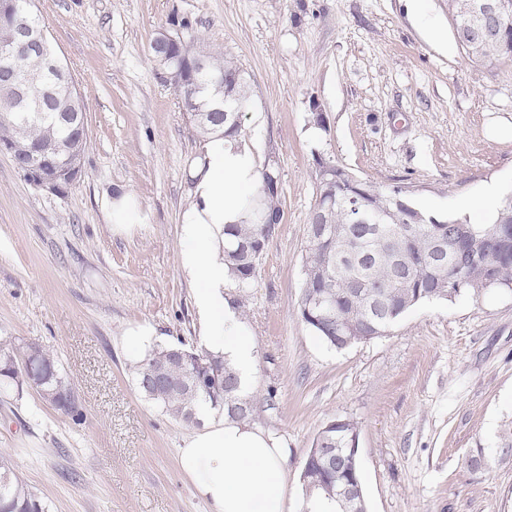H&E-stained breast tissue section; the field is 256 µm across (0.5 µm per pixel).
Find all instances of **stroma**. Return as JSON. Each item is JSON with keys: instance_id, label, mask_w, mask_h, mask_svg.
Masks as SVG:
<instances>
[{"instance_id": "35a3bbf8", "label": "stroma", "mask_w": 512, "mask_h": 512, "mask_svg": "<svg viewBox=\"0 0 512 512\" xmlns=\"http://www.w3.org/2000/svg\"><path fill=\"white\" fill-rule=\"evenodd\" d=\"M87 114L83 172L64 194L0 155V340L57 360L82 421L29 386L0 396V454L49 512H207L177 466L196 427L137 390L126 330L159 345L206 342L180 253L189 170L203 141L150 51L159 31L218 52L251 77L243 146L280 177L276 225L247 287L224 296L256 344L252 427L288 448V512L318 431L357 422L368 512H512V297L415 307L384 336L336 350L299 319L317 169L331 162L398 186L437 218L487 186L512 195V64L471 62L426 0H34ZM144 223L108 218L121 191ZM483 453L479 469L467 461Z\"/></svg>"}]
</instances>
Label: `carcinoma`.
Instances as JSON below:
<instances>
[{"label": "carcinoma", "mask_w": 512, "mask_h": 512, "mask_svg": "<svg viewBox=\"0 0 512 512\" xmlns=\"http://www.w3.org/2000/svg\"><path fill=\"white\" fill-rule=\"evenodd\" d=\"M13 25L34 24L43 27L40 16L33 12V0H10ZM469 59L485 65L512 62V5L498 14L496 37L464 48ZM181 49L169 47V56L179 60L185 81L205 83L220 76L234 86L235 98L230 106L244 111L250 98V84L243 69L217 53L209 54L211 69L203 74L192 70L180 58ZM54 97L44 109V119H38L14 102L11 95L0 92V118L5 122L23 124L27 133L18 141L16 152L26 159L45 142H52L67 163L83 158L87 135L79 129L83 107L74 104L67 90L49 80ZM197 133L208 138L217 134L239 136L242 125L226 118L224 112H211L208 122L196 126ZM340 178L334 184L332 223L321 228V239L308 241L304 264V284L299 300L303 305L312 296L326 298L331 318L317 322L306 311L298 310L301 321L325 344L337 350L346 344L367 341L356 330L372 320L381 333H386L413 308L435 300L454 301L461 297L477 299L489 291L512 295V250L503 252L495 245L505 233L512 235V219L504 223L503 214L512 216V198L496 211L489 224H472L463 216L450 220L464 224L486 240V251L474 261L459 268L440 270L427 259L429 240L439 228L429 223V216L405 199L396 206L398 188L375 189L360 181L346 168L338 167ZM248 219L240 224L224 225V238L265 245L270 233L264 221L272 211L281 210L280 199L265 190L260 179L257 194L247 201ZM258 260L225 256L224 264L238 284L245 285L253 277ZM163 370L171 378L162 388H147L143 381L151 369ZM220 371L224 385L216 386L209 374ZM26 374L41 398L53 407L82 419L74 391L61 374L56 361L40 346H16L0 343V394L7 395L19 387V375ZM134 379L144 398L159 405L171 418L187 422L202 421L200 409L207 406L216 415L235 421H250L254 404L241 389L236 372L224 357L206 351L195 353L181 345L152 348L133 366ZM357 423L331 425L320 430L312 446L325 447V435L335 441V447H346ZM307 479L301 482L304 502L325 501L336 505L317 484H334L322 466L314 459L305 461ZM0 512H47L38 493L22 480L10 460L0 456Z\"/></svg>", "instance_id": "cac0c4a2"}]
</instances>
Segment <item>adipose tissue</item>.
<instances>
[{"label": "adipose tissue", "instance_id": "obj_1", "mask_svg": "<svg viewBox=\"0 0 512 512\" xmlns=\"http://www.w3.org/2000/svg\"><path fill=\"white\" fill-rule=\"evenodd\" d=\"M192 200L181 214L186 243L180 262L211 351L221 354L242 382L256 360L252 337L224 297L228 271L219 255L224 227L246 219L244 200L256 192L260 169L238 138L206 142L193 161ZM287 451L272 435L224 418L209 419L177 450V464L208 512H288Z\"/></svg>", "mask_w": 512, "mask_h": 512}]
</instances>
